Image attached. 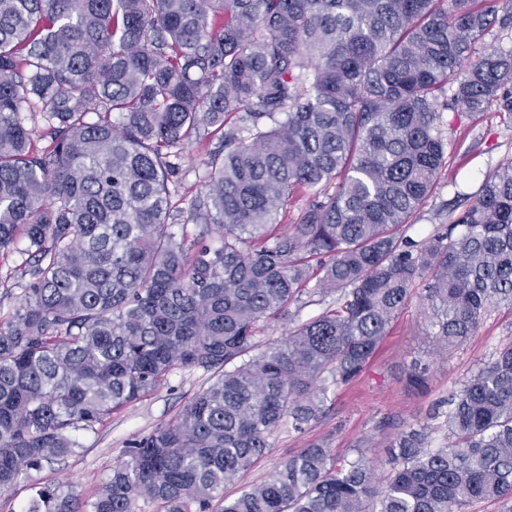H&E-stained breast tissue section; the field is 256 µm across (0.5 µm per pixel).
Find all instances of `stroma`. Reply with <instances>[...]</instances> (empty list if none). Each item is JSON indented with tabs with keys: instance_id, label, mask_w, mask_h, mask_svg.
<instances>
[{
	"instance_id": "stroma-1",
	"label": "stroma",
	"mask_w": 512,
	"mask_h": 512,
	"mask_svg": "<svg viewBox=\"0 0 512 512\" xmlns=\"http://www.w3.org/2000/svg\"><path fill=\"white\" fill-rule=\"evenodd\" d=\"M442 129L452 146L437 188L407 235L421 240L447 223L452 210H463L478 194L487 177L512 161V124L490 106L478 122L459 109L442 113ZM431 309L423 286L413 288L402 314L377 353L351 385L330 394L323 416L302 434L276 430L270 451L241 483L260 481L288 455L307 444L327 441L337 461L365 455L378 475L390 469L387 449L400 423L431 426L430 448L445 444L447 400L500 347L512 342V330L501 312L488 313L474 336L456 349L439 350L429 334ZM426 369L427 384L417 390L407 383L414 363ZM207 374L175 370L167 385L113 414L94 432L79 435L80 446L69 457L32 472L8 494L0 496V512H19L34 484L54 480L81 494H93L122 458L132 440L173 420L193 396L207 387Z\"/></svg>"
}]
</instances>
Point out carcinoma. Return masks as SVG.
Listing matches in <instances>:
<instances>
[{
    "label": "carcinoma",
    "instance_id": "cac0c4a2",
    "mask_svg": "<svg viewBox=\"0 0 512 512\" xmlns=\"http://www.w3.org/2000/svg\"><path fill=\"white\" fill-rule=\"evenodd\" d=\"M500 0H0V259L25 281L0 324V493L79 447L176 369L210 374L133 440L94 495L35 487L21 512H468L512 498V344L449 398L448 444L407 424L381 480L324 442L235 497L304 432L425 283L450 350L512 316V163L431 237L405 235L448 142L441 110L512 121ZM40 123L50 149H38ZM205 136L200 189L179 195ZM309 204L279 223L298 191ZM196 231L188 234V225ZM221 240L212 243V234ZM335 305L260 344L303 298ZM477 48L482 52H493V51H507L512 49V32L499 31L497 28H493L480 43Z\"/></svg>",
    "mask_w": 512,
    "mask_h": 512
}]
</instances>
